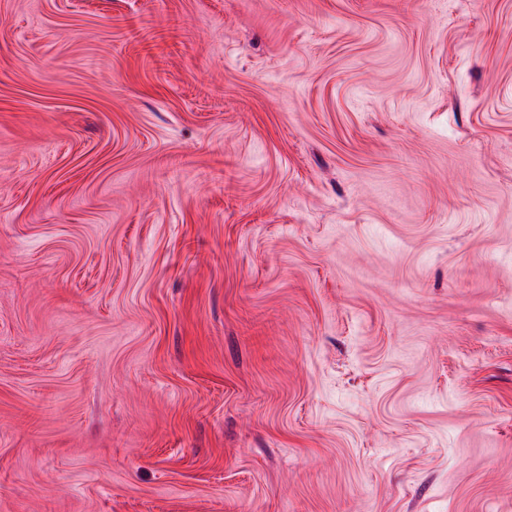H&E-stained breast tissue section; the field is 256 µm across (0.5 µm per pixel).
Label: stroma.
<instances>
[{"label": "stroma", "mask_w": 512, "mask_h": 512, "mask_svg": "<svg viewBox=\"0 0 512 512\" xmlns=\"http://www.w3.org/2000/svg\"><path fill=\"white\" fill-rule=\"evenodd\" d=\"M0 512H512V0H0Z\"/></svg>", "instance_id": "35a3bbf8"}]
</instances>
